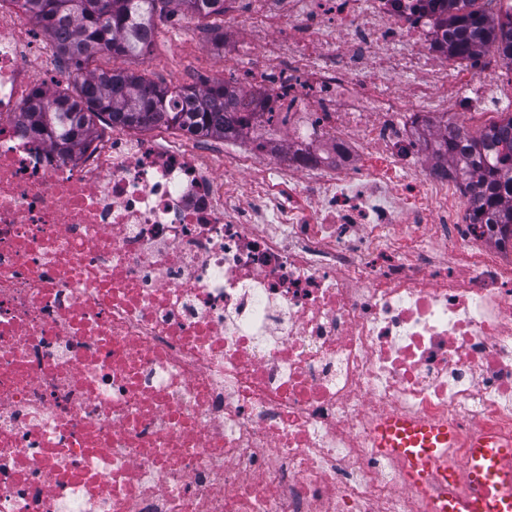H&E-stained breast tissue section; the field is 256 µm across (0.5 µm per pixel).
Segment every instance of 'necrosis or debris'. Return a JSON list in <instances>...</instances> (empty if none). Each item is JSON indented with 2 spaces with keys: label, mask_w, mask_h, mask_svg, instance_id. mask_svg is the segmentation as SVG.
I'll list each match as a JSON object with an SVG mask.
<instances>
[{
  "label": "necrosis or debris",
  "mask_w": 512,
  "mask_h": 512,
  "mask_svg": "<svg viewBox=\"0 0 512 512\" xmlns=\"http://www.w3.org/2000/svg\"><path fill=\"white\" fill-rule=\"evenodd\" d=\"M249 3L243 135L67 156L20 118L67 63L0 10V512H428L378 416L512 439V242L432 152L493 62L446 0Z\"/></svg>",
  "instance_id": "1"
}]
</instances>
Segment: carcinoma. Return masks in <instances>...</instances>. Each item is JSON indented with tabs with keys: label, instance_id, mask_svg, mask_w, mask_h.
<instances>
[{
	"label": "carcinoma",
	"instance_id": "cac0c4a2",
	"mask_svg": "<svg viewBox=\"0 0 512 512\" xmlns=\"http://www.w3.org/2000/svg\"><path fill=\"white\" fill-rule=\"evenodd\" d=\"M43 32L50 50L72 63V88L47 98L37 85L21 117L30 129L67 155L95 136L96 121L123 128L149 124L201 137L238 134L245 95L215 79L202 90L155 83L132 70L91 67L102 56L141 55L151 45L154 18L183 11L199 18L224 15V0H13ZM441 48L450 58L473 59L492 51L512 62V19L500 20L473 0H447ZM448 163L476 192L470 219L493 224L512 237V118L477 137L454 124L444 140Z\"/></svg>",
	"mask_w": 512,
	"mask_h": 512
}]
</instances>
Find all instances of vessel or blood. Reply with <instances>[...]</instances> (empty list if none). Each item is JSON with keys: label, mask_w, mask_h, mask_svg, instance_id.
<instances>
[{"label": "vessel or blood", "mask_w": 512, "mask_h": 512, "mask_svg": "<svg viewBox=\"0 0 512 512\" xmlns=\"http://www.w3.org/2000/svg\"><path fill=\"white\" fill-rule=\"evenodd\" d=\"M458 441L451 424L400 415L380 418L374 432L376 451L400 464L411 486L425 489L438 476L443 491L432 498L431 512H512V446L477 437L457 466L448 451Z\"/></svg>", "instance_id": "b4317fda"}]
</instances>
